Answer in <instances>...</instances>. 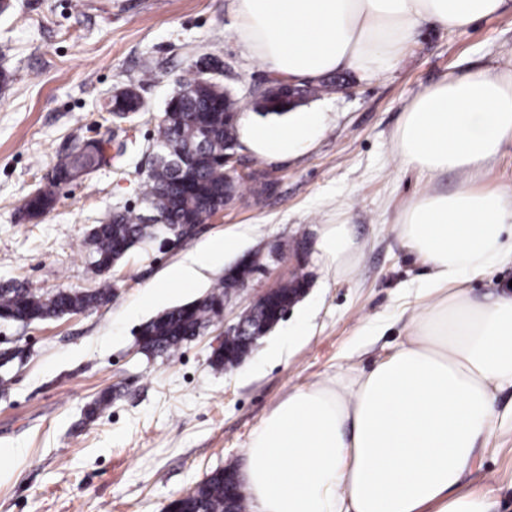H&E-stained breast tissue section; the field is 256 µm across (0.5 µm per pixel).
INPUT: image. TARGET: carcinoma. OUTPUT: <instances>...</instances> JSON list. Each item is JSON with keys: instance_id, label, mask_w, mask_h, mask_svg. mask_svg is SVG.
<instances>
[{"instance_id": "carcinoma-1", "label": "carcinoma", "mask_w": 512, "mask_h": 512, "mask_svg": "<svg viewBox=\"0 0 512 512\" xmlns=\"http://www.w3.org/2000/svg\"><path fill=\"white\" fill-rule=\"evenodd\" d=\"M221 60L204 54L195 62L191 77L176 82L177 89L166 102L156 124V137L149 146V166L143 180L141 204L150 213L145 216L128 209L116 210L95 225L87 238L89 265L97 273L105 272L120 261L132 248L151 240L159 233L172 234L187 226L204 224L224 209L240 191L247 187L261 198L272 184L262 180L266 170L253 169L249 180H231L224 167V151L239 148V105L214 78ZM336 86V78L300 85V95L306 99ZM282 83L276 82L261 97L253 98L254 109L264 115H284L299 103H288L281 93ZM142 101L133 87H127L113 97L109 115L120 123L144 116ZM102 138H89L77 143L73 151L59 160L50 183L30 194L23 210L36 215L52 208L56 190L62 184L78 180L92 170L108 163L99 144ZM237 287V280L221 277L207 295L169 309L151 320L140 330L138 345L148 356L173 358L180 349L224 314V297ZM299 288L293 281L283 282L278 300L265 309L245 312L241 318L252 331H270L282 306L288 304L291 291ZM115 297L114 288L104 282L84 291L58 289L47 292L25 283L0 285V319L28 325L58 318L74 311H93L107 306ZM241 334L224 337L221 346L212 351L210 364L216 369L232 367L242 345ZM172 512H247V497L242 483L228 492L224 470L213 472L191 494L172 500Z\"/></svg>"}]
</instances>
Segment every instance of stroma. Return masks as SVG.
I'll return each mask as SVG.
<instances>
[{"mask_svg":"<svg viewBox=\"0 0 512 512\" xmlns=\"http://www.w3.org/2000/svg\"><path fill=\"white\" fill-rule=\"evenodd\" d=\"M0 16V283L28 281L49 291L110 282L106 307L28 325L0 320V352L20 356L0 367V512H167L175 498L216 470L243 469L252 433L288 393L373 365L405 338L429 265L396 236L402 209L427 192L454 191L460 175L432 180L405 167L395 132L408 105L444 79L484 68L512 75V9L468 30L430 23L389 73L340 75L338 86L304 102L322 113L314 142L284 160H263L276 183L262 202L240 192L185 245H139L104 274L87 264L86 237L112 211L139 209L145 151L175 81L204 53L223 63L218 81L250 120L252 90L271 76L237 40L232 0H13ZM152 61L157 78L141 84ZM137 88L150 120L112 123L116 91ZM123 143L120 166H105L64 186L40 217L22 215L24 198L44 186L75 143ZM351 224L362 246L353 275L337 278L319 256L322 225ZM237 245L197 269L191 288L147 300L149 285L210 240ZM303 242L298 256L269 263L226 311L234 323L263 289L301 268L310 287L235 368L209 357L225 324L184 345L173 360L141 354L136 339L156 315L205 296L238 259ZM111 405L87 408L106 390ZM492 491L496 512H512V425L490 438L469 478Z\"/></svg>","mask_w":512,"mask_h":512,"instance_id":"1","label":"stroma"}]
</instances>
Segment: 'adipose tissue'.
Here are the masks:
<instances>
[{"label": "adipose tissue", "instance_id": "adipose-tissue-1", "mask_svg": "<svg viewBox=\"0 0 512 512\" xmlns=\"http://www.w3.org/2000/svg\"><path fill=\"white\" fill-rule=\"evenodd\" d=\"M512 0H234L239 41L277 79L313 82L393 69L416 30L432 21L461 30ZM322 125L296 111L281 129L246 122L241 140L278 160L307 147ZM405 166L431 178L463 175L450 193L420 196L396 233L432 273L405 341L351 376L289 393L252 435L245 479L255 512H493L467 477L507 419L497 394L512 385V295L477 300L470 277L512 257V190H478L471 177L512 142V79L475 70L414 99L395 135ZM213 240L152 286L191 285L195 267L232 249ZM318 249L337 276L361 247L349 224L323 225Z\"/></svg>", "mask_w": 512, "mask_h": 512}]
</instances>
